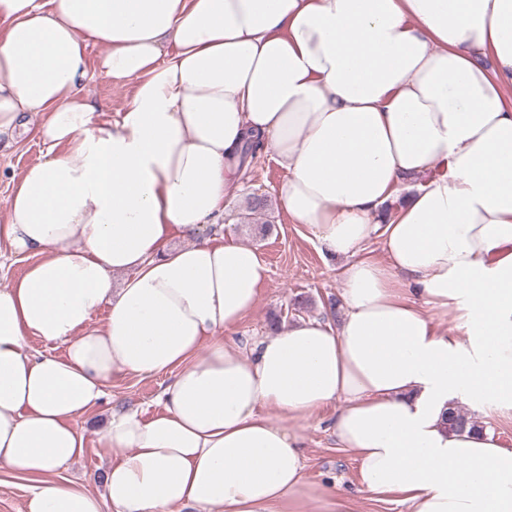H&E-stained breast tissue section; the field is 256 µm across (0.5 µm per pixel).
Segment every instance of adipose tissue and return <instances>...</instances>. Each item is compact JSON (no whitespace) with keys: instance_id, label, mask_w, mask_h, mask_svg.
<instances>
[{"instance_id":"obj_1","label":"adipose tissue","mask_w":512,"mask_h":512,"mask_svg":"<svg viewBox=\"0 0 512 512\" xmlns=\"http://www.w3.org/2000/svg\"><path fill=\"white\" fill-rule=\"evenodd\" d=\"M94 68L134 85L98 126ZM510 87L512 0H0V141L34 112L44 147L0 224L32 258L0 289V471L31 481L23 512H343L302 451L331 406L361 492L512 512V452L446 425L512 409ZM250 138L287 172L290 223L342 260L344 315L245 356L229 337L268 265L201 231ZM162 374V412L99 432L104 495L55 478L112 379Z\"/></svg>"}]
</instances>
